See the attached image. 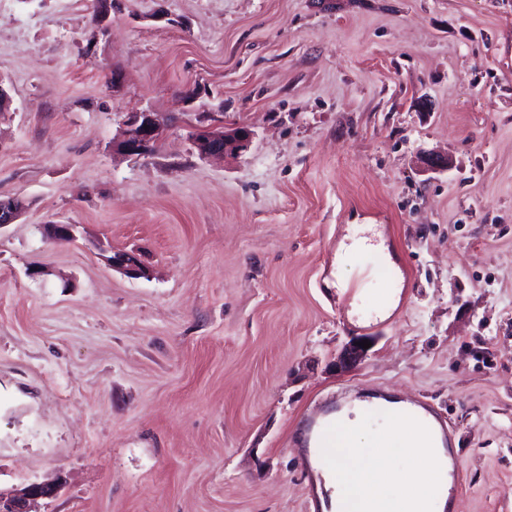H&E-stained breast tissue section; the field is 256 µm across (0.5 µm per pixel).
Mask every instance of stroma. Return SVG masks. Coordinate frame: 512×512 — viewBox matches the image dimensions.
<instances>
[{
    "instance_id": "35a3bbf8",
    "label": "stroma",
    "mask_w": 512,
    "mask_h": 512,
    "mask_svg": "<svg viewBox=\"0 0 512 512\" xmlns=\"http://www.w3.org/2000/svg\"><path fill=\"white\" fill-rule=\"evenodd\" d=\"M107 3L0 0V495L310 512L299 429L352 386L426 399L455 512H512V0ZM142 112L164 133L125 154ZM217 121L247 149L201 155ZM354 224L400 271L379 305L326 285ZM362 340H368L371 342L370 348L364 349L360 345H356V342H362ZM375 343L374 337L371 336H352L343 346V349L339 356L336 358L335 370L336 372H345L364 359L369 350Z\"/></svg>"
}]
</instances>
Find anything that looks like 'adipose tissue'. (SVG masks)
Returning a JSON list of instances; mask_svg holds the SVG:
<instances>
[{
  "label": "adipose tissue",
  "instance_id": "obj_1",
  "mask_svg": "<svg viewBox=\"0 0 512 512\" xmlns=\"http://www.w3.org/2000/svg\"><path fill=\"white\" fill-rule=\"evenodd\" d=\"M329 449L335 464L330 506L334 512H443L431 490L444 459L416 421L401 419L366 428L363 414L334 425ZM407 467H399V460Z\"/></svg>",
  "mask_w": 512,
  "mask_h": 512
}]
</instances>
